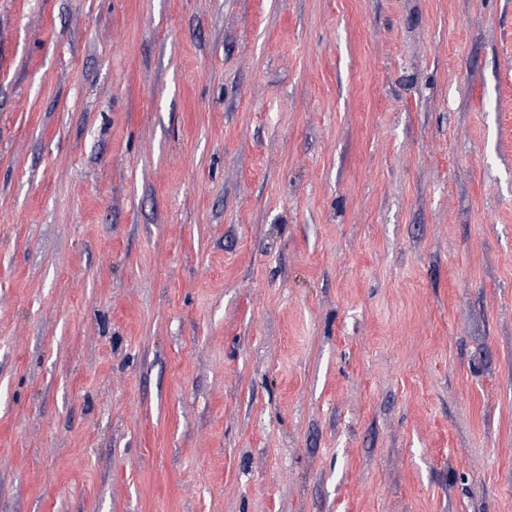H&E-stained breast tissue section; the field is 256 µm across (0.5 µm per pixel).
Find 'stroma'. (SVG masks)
Segmentation results:
<instances>
[{"instance_id":"35a3bbf8","label":"stroma","mask_w":512,"mask_h":512,"mask_svg":"<svg viewBox=\"0 0 512 512\" xmlns=\"http://www.w3.org/2000/svg\"><path fill=\"white\" fill-rule=\"evenodd\" d=\"M0 512H512V0H0Z\"/></svg>"}]
</instances>
